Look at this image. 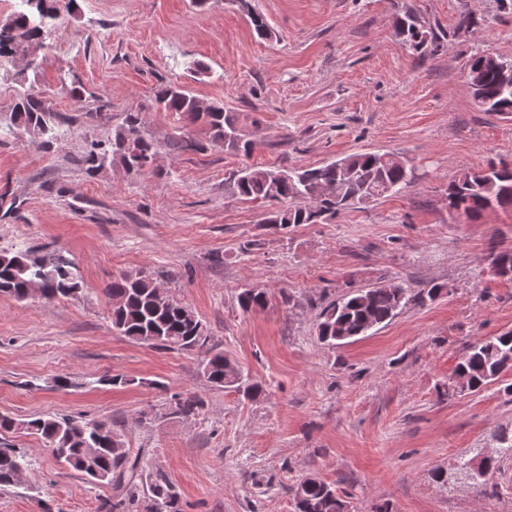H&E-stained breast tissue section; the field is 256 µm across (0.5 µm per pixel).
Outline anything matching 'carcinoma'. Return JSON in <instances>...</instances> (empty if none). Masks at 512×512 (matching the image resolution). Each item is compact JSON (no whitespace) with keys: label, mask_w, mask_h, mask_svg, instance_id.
<instances>
[{"label":"carcinoma","mask_w":512,"mask_h":512,"mask_svg":"<svg viewBox=\"0 0 512 512\" xmlns=\"http://www.w3.org/2000/svg\"><path fill=\"white\" fill-rule=\"evenodd\" d=\"M76 0H20L10 16V26L0 27V55L37 50L50 38L61 11L73 13ZM256 36L270 40L273 30L266 17L252 13ZM395 30L409 49L423 56L439 41L438 35L424 29L419 18L404 12L395 18ZM42 56L15 73L19 85L10 115L11 125L39 138L67 120L56 111L49 98L27 84V72H37ZM466 78L474 100L486 112L512 114V60L491 59L486 52H474L465 64ZM152 105L163 112H175L208 127L211 141L238 155L250 154L252 144L237 130L224 107L206 104L184 86L167 82L154 91ZM168 146L173 153L198 151L201 145L189 134L173 135ZM157 150L141 130L139 112H128L112 127L108 142L94 143L79 158L89 174H97L117 161L128 171L153 168ZM410 185L404 163L389 152H358L319 167L302 171L275 165H246L233 173V193L243 201L273 205L266 223L280 230L302 224H329L343 211L360 208L385 196L398 195ZM512 211V165L489 162L487 167L464 173L448 186V210L467 217L486 209ZM51 252L29 248L0 249V291L17 297L33 283L42 287V298L65 296L67 285L83 284L75 266L51 263ZM491 268L500 278L512 281V247L491 254ZM445 286L434 284L415 291L402 284L356 289L339 298H321L317 315L318 338L329 345L353 342L360 336L395 317L409 305L437 299ZM111 300L112 329L135 342H148L155 348L195 352L203 377L210 387L231 389L248 399L264 391L262 383L244 375L242 368L214 345L206 325L189 306L160 291L156 279L144 272L121 273L105 288ZM244 312L265 307L266 293L259 288H243L237 296ZM512 370V331L488 336L471 344L457 363L454 373L461 387L470 393L482 391L502 374ZM204 409V400L194 394L175 393L165 411L140 414L138 424L151 425L166 417L195 419ZM52 413L19 419L0 413V487L15 485V477L27 474L26 457L11 443L20 432L35 435L50 445L51 451L66 449L63 462L71 471L87 476L94 483L108 484L116 490L102 504L106 512H182L178 493L162 473L147 471V463L126 447L124 435L112 423ZM498 457H483L478 462H462L469 477L486 475L496 469L497 458L512 457V435L495 436ZM295 512H347L336 486L316 477H304L294 486Z\"/></svg>","instance_id":"1"}]
</instances>
